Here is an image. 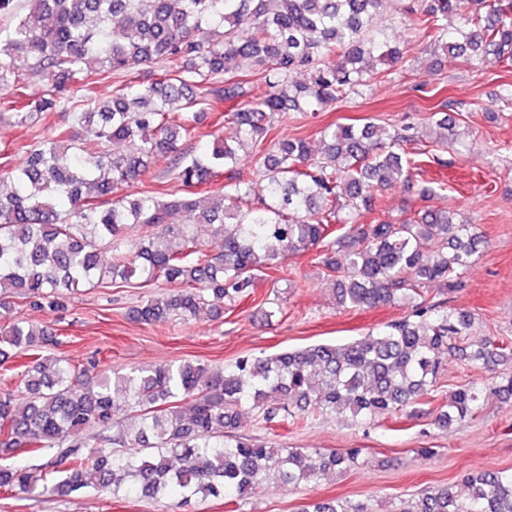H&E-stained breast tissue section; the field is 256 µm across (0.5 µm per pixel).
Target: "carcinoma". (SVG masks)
<instances>
[{
    "mask_svg": "<svg viewBox=\"0 0 512 512\" xmlns=\"http://www.w3.org/2000/svg\"><path fill=\"white\" fill-rule=\"evenodd\" d=\"M384 0H0V116L20 126L53 112L71 121L45 124L35 142L9 147L19 157L0 194V316L17 302L57 312L79 287L156 288L133 306L154 324L250 297L255 280L309 253L335 278L340 307L403 305V318L346 344H317L265 357H240L221 371L183 361L120 373L51 357L53 332L16 318L0 325V359L27 356L23 370L0 374V458L48 457L34 469L0 466V490L14 494L55 483L61 493L90 488L190 507L208 498L242 512L263 484L314 487L356 466L360 450L278 448L240 437L243 414L274 432L315 417L354 421L435 404L446 429L471 416L487 387L474 381L439 393L445 358L458 356L491 374L494 393L512 399V343L468 341L473 313L423 294L434 283L450 294L478 253L481 235L433 204L440 184L417 185L423 206L389 221L379 193L414 179L427 157L456 141L445 112L422 132L410 126L356 123L320 131L314 156L305 138L273 136L287 112H323L360 95L378 77L373 63L403 56L369 28ZM404 0L400 24L448 59H512V0ZM458 18L454 34L448 19ZM237 62V69L227 67ZM153 67L145 81L128 73ZM46 80L23 93L26 72ZM256 71L243 83L237 74ZM304 73L303 81L293 74ZM107 83L91 104L81 86ZM232 103L228 141L213 132L201 156L181 152L200 136L198 112ZM124 149L115 151L114 145ZM173 184L148 193L125 189L155 170ZM225 176L226 191L192 189ZM266 181L250 201L253 177ZM179 214L182 223L171 218ZM140 233H134V229ZM223 239L211 250L208 238ZM430 249L423 250V244ZM112 252L103 265L99 254ZM124 394L118 404L113 393ZM136 410L134 422L125 413ZM468 497L448 486L403 502L399 512H512V469L464 479ZM301 512H368L346 499L312 502Z\"/></svg>",
    "mask_w": 512,
    "mask_h": 512,
    "instance_id": "obj_1",
    "label": "carcinoma"
}]
</instances>
